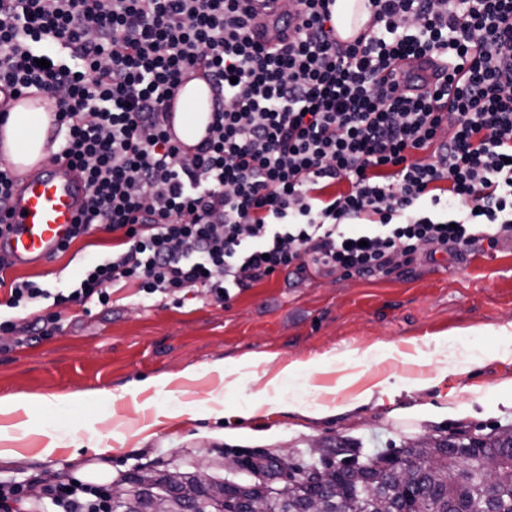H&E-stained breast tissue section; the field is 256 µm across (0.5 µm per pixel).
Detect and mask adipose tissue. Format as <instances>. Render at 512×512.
<instances>
[{"label": "adipose tissue", "instance_id": "ef3b65f1", "mask_svg": "<svg viewBox=\"0 0 512 512\" xmlns=\"http://www.w3.org/2000/svg\"><path fill=\"white\" fill-rule=\"evenodd\" d=\"M210 94L206 86L187 84L178 91L176 126L181 138L198 143L210 118ZM50 115L40 100L25 99L11 109L4 127L0 128V155L10 164L31 168L45 156L47 129ZM438 349L464 347L469 364L476 365L488 359L512 358V324L498 328L471 327L433 338ZM392 344L377 342L358 353L326 352L304 360H294L284 365L270 379L259 396H244L237 400L225 399L220 414L242 421L255 418L260 412L274 413L281 408L305 417L318 418L329 414L330 408L321 405L311 408L302 404H283L288 388L299 379L314 374L338 372L352 367L354 361L364 358L386 360L397 354Z\"/></svg>", "mask_w": 512, "mask_h": 512}]
</instances>
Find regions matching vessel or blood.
<instances>
[{"instance_id": "1", "label": "vessel or blood", "mask_w": 512, "mask_h": 512, "mask_svg": "<svg viewBox=\"0 0 512 512\" xmlns=\"http://www.w3.org/2000/svg\"><path fill=\"white\" fill-rule=\"evenodd\" d=\"M367 0H355L340 25L342 42L351 43L364 31ZM87 187L67 163L27 171L13 191L7 219L9 231L0 236V256L12 263L34 265L53 256L70 235L86 202Z\"/></svg>"}]
</instances>
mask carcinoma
Returning a JSON list of instances; mask_svg holds the SVG:
<instances>
[{
  "label": "carcinoma",
  "mask_w": 512,
  "mask_h": 512,
  "mask_svg": "<svg viewBox=\"0 0 512 512\" xmlns=\"http://www.w3.org/2000/svg\"><path fill=\"white\" fill-rule=\"evenodd\" d=\"M466 443L484 448H512V428L480 437L464 439ZM414 454L423 469L416 473L422 490L409 496L395 494L388 477L378 471L365 474L364 484L345 487L346 496L336 499L335 494L326 495L327 512H378L377 503L390 499L399 512H487L488 505L480 493L485 482H497L499 476H490L481 471L476 460H470L467 482L448 488L444 475L448 472V443L438 441L429 448L418 444ZM155 485L163 489L159 494L153 488L136 490L120 499L117 512H184L185 503L191 502L197 512H242L243 499L267 498L272 512H305L308 499L321 492L306 473L296 478L292 488L272 493L265 484L246 487L228 485L223 496L211 495L210 486L192 471L172 475L168 470L155 471Z\"/></svg>",
  "instance_id": "1"
}]
</instances>
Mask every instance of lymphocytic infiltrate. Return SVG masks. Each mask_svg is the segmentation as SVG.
I'll return each mask as SVG.
<instances>
[{
	"mask_svg": "<svg viewBox=\"0 0 512 512\" xmlns=\"http://www.w3.org/2000/svg\"><path fill=\"white\" fill-rule=\"evenodd\" d=\"M247 2L0 0V116L49 102L53 158L88 188L74 237L117 235L72 287L12 281L8 308L105 306L131 285L225 302L290 267L388 276L512 242V0H368L371 31L348 45L330 0H278L271 22ZM423 57L444 69L422 92L396 66ZM192 69L214 98L186 153L165 120ZM46 497L112 512L103 485Z\"/></svg>",
	"mask_w": 512,
	"mask_h": 512,
	"instance_id": "1",
	"label": "lymphocytic infiltrate"
}]
</instances>
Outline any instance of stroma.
Wrapping results in <instances>:
<instances>
[{"mask_svg":"<svg viewBox=\"0 0 512 512\" xmlns=\"http://www.w3.org/2000/svg\"><path fill=\"white\" fill-rule=\"evenodd\" d=\"M112 234L99 228L74 241L67 252L34 265L8 268L6 280L24 278L49 288L69 287L81 268L102 259ZM512 323V244L481 246L456 260L444 254L420 257L384 277H305L289 271L222 302L186 290L178 298L124 288L110 307L61 312L60 327L26 338L0 336V397H50L99 391L94 405L64 411L37 405L17 413L29 436L15 441L17 459L0 460V478L27 481L30 489L60 481H87L102 464L112 480L138 471L207 466L211 475L253 482L258 465L293 456L310 459L312 444L329 453L372 455L405 443L463 431L481 436L512 427V362L488 360L458 374L437 376L434 365L403 363L402 354L433 334ZM395 344L400 358L360 367L358 384L338 391L337 401L383 380L391 384L350 411L320 417L276 412L245 423L186 410L175 419L166 410L207 399L224 383L208 365L253 351L276 354L268 367L327 351ZM198 372L187 380L188 372ZM173 376L172 393H127L150 377ZM111 451L98 455L97 443Z\"/></svg>","mask_w":512,"mask_h":512,"instance_id":"1","label":"stroma"}]
</instances>
